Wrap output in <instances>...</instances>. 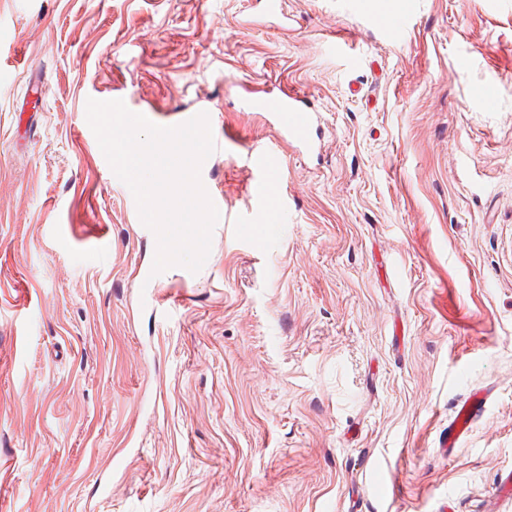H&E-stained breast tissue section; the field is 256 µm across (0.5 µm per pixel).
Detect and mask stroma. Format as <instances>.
I'll use <instances>...</instances> for the list:
<instances>
[{
    "instance_id": "obj_1",
    "label": "stroma",
    "mask_w": 512,
    "mask_h": 512,
    "mask_svg": "<svg viewBox=\"0 0 512 512\" xmlns=\"http://www.w3.org/2000/svg\"><path fill=\"white\" fill-rule=\"evenodd\" d=\"M386 3L0 0V512H512V0H414L395 34ZM272 84L319 153L244 106ZM118 91L224 144L209 257L155 306L86 119ZM276 162V154L272 147L254 146L246 154V165L261 173V181L258 186L262 194H266L270 186L274 184ZM483 398H469L458 406L454 418L448 423V431L439 438L441 452L457 448V445L466 436L474 419L482 412Z\"/></svg>"
}]
</instances>
